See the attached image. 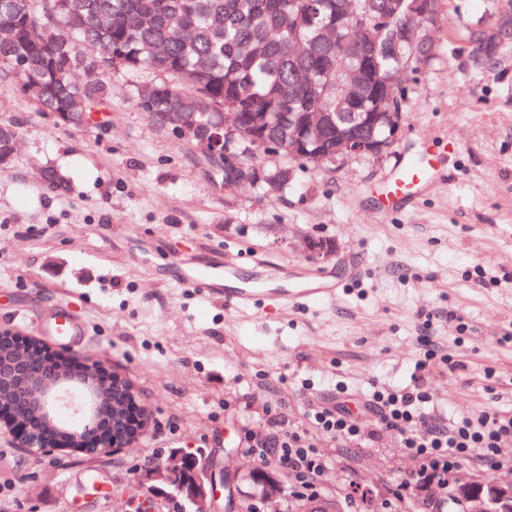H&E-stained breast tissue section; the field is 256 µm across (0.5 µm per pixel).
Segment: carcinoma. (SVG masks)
Here are the masks:
<instances>
[{"label": "carcinoma", "instance_id": "carcinoma-1", "mask_svg": "<svg viewBox=\"0 0 512 512\" xmlns=\"http://www.w3.org/2000/svg\"><path fill=\"white\" fill-rule=\"evenodd\" d=\"M354 0H0V71L25 97L48 112L70 113L73 126H88L112 97V76L158 71L168 80L135 87L134 99L157 124L167 112H183L205 131L226 112L240 113L246 131L288 141V120L298 112L336 111V46L321 27ZM369 22L402 0H371ZM479 19L468 28L462 52L473 69L493 72L512 58V41L482 49ZM426 60L415 44L400 58L381 57V75L398 68L416 73ZM308 72L324 90L315 102L297 84ZM351 112L376 111L369 82L355 92ZM17 135L0 126V158H10ZM295 161L266 174L283 190ZM8 343L39 359V340ZM61 444L68 432L50 426L38 410L25 413Z\"/></svg>", "mask_w": 512, "mask_h": 512}]
</instances>
